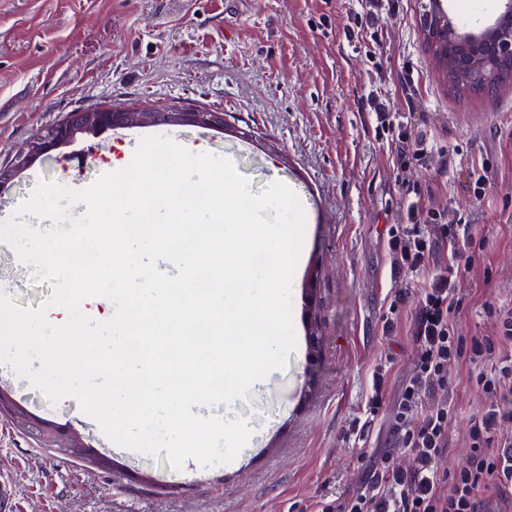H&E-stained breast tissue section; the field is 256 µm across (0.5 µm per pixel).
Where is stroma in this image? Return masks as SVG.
<instances>
[{"instance_id": "35a3bbf8", "label": "stroma", "mask_w": 512, "mask_h": 512, "mask_svg": "<svg viewBox=\"0 0 512 512\" xmlns=\"http://www.w3.org/2000/svg\"><path fill=\"white\" fill-rule=\"evenodd\" d=\"M428 0H399L377 38L347 40L352 0H0V162L45 125L105 103L194 101L231 114L229 127L143 126L81 135L0 187V221L53 227L20 212L43 183L88 187L143 138L166 136L229 159L252 193L281 182L306 214L302 258L292 285L296 348L283 368L237 400L252 430L228 464L185 473L166 453L119 447L75 398L46 396L0 365V386L40 418L64 425L101 451L85 464L41 448L0 413V484L12 512H312L321 496L360 485V451L387 448V426L364 442L349 429L363 413L371 373L393 356L387 392L396 397L414 347L409 321L382 334L405 280L392 272L390 225L405 212L400 180L422 207L454 209L484 242L461 285L466 335L494 333L484 306L512 298V82L497 92L456 89L425 44ZM412 72V83L402 75ZM409 112V120L448 154L438 175L398 176L394 149L361 111L369 92ZM492 188L475 200L471 167ZM0 284L20 307L54 296L14 249L0 243ZM472 365L452 374L458 408L448 426L446 468L464 464L469 421L478 409Z\"/></svg>"}]
</instances>
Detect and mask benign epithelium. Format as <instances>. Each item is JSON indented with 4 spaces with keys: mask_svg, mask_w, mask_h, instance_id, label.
I'll return each mask as SVG.
<instances>
[{
    "mask_svg": "<svg viewBox=\"0 0 512 512\" xmlns=\"http://www.w3.org/2000/svg\"><path fill=\"white\" fill-rule=\"evenodd\" d=\"M423 27L426 42L441 56L440 64L446 74L466 80L474 89L491 86L497 72L512 65V0H506L505 9L494 26L478 35L457 34L447 10L441 6V0H431V6L424 15ZM84 124L90 129L103 126L112 130L150 125H197L222 129L226 119L222 112H196L191 109L169 112L154 108L134 115L122 108H96L84 111ZM75 140L76 137L69 135L64 128L52 140L41 138L38 150H19L14 154V173H22L40 155ZM22 419L40 428V440L47 448L64 453L68 449L85 447V443L75 436L63 437L62 429L53 423L26 415Z\"/></svg>",
    "mask_w": 512,
    "mask_h": 512,
    "instance_id": "benign-epithelium-1",
    "label": "benign epithelium"
}]
</instances>
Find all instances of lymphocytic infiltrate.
Instances as JSON below:
<instances>
[{
    "instance_id": "f902f5d3",
    "label": "lymphocytic infiltrate",
    "mask_w": 512,
    "mask_h": 512,
    "mask_svg": "<svg viewBox=\"0 0 512 512\" xmlns=\"http://www.w3.org/2000/svg\"><path fill=\"white\" fill-rule=\"evenodd\" d=\"M366 105L378 130L390 132L400 170L447 167L448 161L407 116L375 95ZM476 239L462 216L407 201L405 221L392 225L388 246L395 273L414 278L415 348L410 373L395 401H387L384 370L372 373L359 435L382 420L392 437L367 466L360 487L340 501L322 500L316 512H490L485 492L512 494V304L490 306L495 333L467 338L459 315L461 260ZM475 375L480 407L471 418L467 462L445 469L448 424L457 415L449 373L462 363Z\"/></svg>"
}]
</instances>
